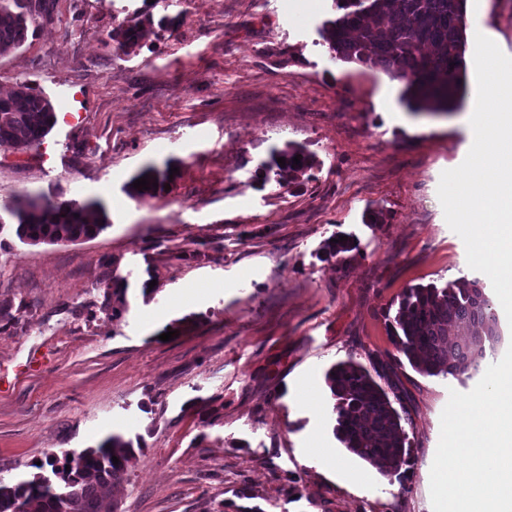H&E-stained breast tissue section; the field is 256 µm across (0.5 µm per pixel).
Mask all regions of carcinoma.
Instances as JSON below:
<instances>
[{"mask_svg":"<svg viewBox=\"0 0 512 512\" xmlns=\"http://www.w3.org/2000/svg\"><path fill=\"white\" fill-rule=\"evenodd\" d=\"M339 14L325 22L321 36L334 59L379 70L403 82V100L414 112H451L465 93L463 56L466 44V0H333ZM49 13L40 0H0V53L22 46L35 15ZM152 28L140 22L120 27L111 40L127 51L140 46ZM57 123L51 100L21 81L0 96V146L15 150L40 147ZM301 156L300 163L293 157ZM285 166H278V158ZM280 181L295 183L313 166L301 148H290L273 159ZM170 168L142 169L133 180L148 177L151 187L128 194L152 198L169 184ZM158 183L153 187L152 183ZM10 224L24 244L93 239L110 227L103 204L94 199L52 200L14 195L0 207V228ZM396 353L423 376L458 377L486 364L487 349L502 340L498 317L477 279H461L439 288H410L390 321ZM372 369L349 359L333 365L326 384L335 400L334 435L359 459L383 466L391 474L411 454L409 434L393 401L402 391L386 364L370 356ZM119 459L113 463L112 457ZM133 443L112 434L97 446L73 456L50 455L37 472L10 485H0V512H100L103 494L120 485L133 460Z\"/></svg>","mask_w":512,"mask_h":512,"instance_id":"cac0c4a2","label":"carcinoma"}]
</instances>
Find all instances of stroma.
<instances>
[{
    "label": "stroma",
    "mask_w": 512,
    "mask_h": 512,
    "mask_svg": "<svg viewBox=\"0 0 512 512\" xmlns=\"http://www.w3.org/2000/svg\"><path fill=\"white\" fill-rule=\"evenodd\" d=\"M52 3L0 54V94L29 82L58 117L39 149L0 150V198L97 199L111 225L0 230V483L119 433L137 449L119 512H432L440 416L476 378L392 363L412 447L387 477L335 437L325 375L392 351L407 289L475 276L437 194L472 144L474 72L454 112L415 113L401 82L331 58L332 0ZM146 18L170 24L130 54L111 41ZM479 32L512 56V0H467L466 56ZM290 147L313 159L299 186L269 169ZM149 165L171 188L134 199ZM335 237L350 251L329 256Z\"/></svg>",
    "instance_id": "35a3bbf8"
}]
</instances>
